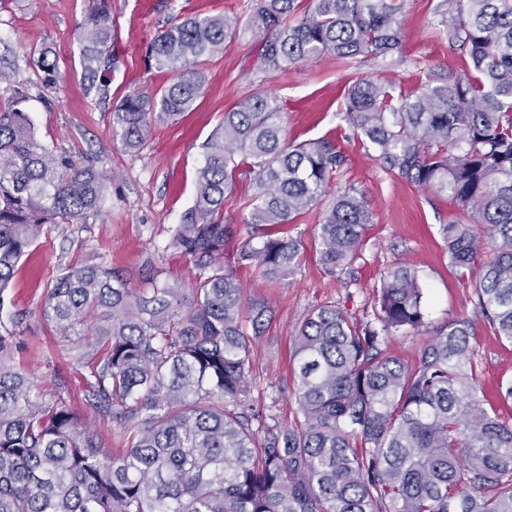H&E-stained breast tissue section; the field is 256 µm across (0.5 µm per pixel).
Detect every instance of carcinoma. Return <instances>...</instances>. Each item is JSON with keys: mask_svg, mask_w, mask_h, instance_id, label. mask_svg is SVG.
I'll return each instance as SVG.
<instances>
[{"mask_svg": "<svg viewBox=\"0 0 512 512\" xmlns=\"http://www.w3.org/2000/svg\"><path fill=\"white\" fill-rule=\"evenodd\" d=\"M256 0L251 27L264 61L286 71L324 54L384 57L399 49L404 0ZM438 25L468 69L436 73L417 91L359 78L344 107L354 134L386 171L448 193L462 220L444 226L453 267L493 257L475 284L478 314L512 345V0H441ZM81 51L89 85L117 60L112 0H92ZM238 19L193 15L159 32L149 58L176 80L153 96L126 95L113 135L137 150L152 122L190 111L204 87L193 69L224 46ZM344 156L329 140L286 141L277 102L255 94L224 113L204 145L191 207L171 246L193 264L188 287H128L102 264L67 269L46 291L43 314L63 337L92 335L85 401L128 433L108 454L69 400L45 394L0 364V512H512V416L485 399L474 324L452 320L414 366L385 337L424 324L413 268L392 267L373 318L336 305L309 311L294 336V393L302 420L269 424L248 403L253 344L270 315H244L245 288L224 263L233 235L224 197L236 175L257 192L236 251L267 282L299 266L301 242L280 227L316 207ZM109 176L56 155L26 112L0 109V296L47 224L98 213ZM371 223L350 188L319 224L320 262L349 263Z\"/></svg>", "mask_w": 512, "mask_h": 512, "instance_id": "1", "label": "carcinoma"}]
</instances>
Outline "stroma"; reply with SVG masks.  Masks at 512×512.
Returning a JSON list of instances; mask_svg holds the SVG:
<instances>
[{
    "mask_svg": "<svg viewBox=\"0 0 512 512\" xmlns=\"http://www.w3.org/2000/svg\"><path fill=\"white\" fill-rule=\"evenodd\" d=\"M439 2L405 0L401 46L388 56L339 60L324 55L281 72L264 61L265 38L249 25L250 0H112L118 62L106 90L89 93L81 50L90 0H0V69L12 76L11 82L0 83V107L21 99L41 144L112 176L99 212L82 224L47 226L0 294V332L14 334L13 350L0 362L26 373L44 393L69 396L82 423L100 435L106 449L124 447V430L91 412L84 400L89 369L76 357L94 354L93 337L58 336L42 313L44 295L52 278L76 262L104 263L133 288L143 287L151 275L187 284L192 264L170 242L174 226L193 203L203 147L226 110L262 92L280 106L289 140L337 142L345 163L328 194L356 189L372 219L356 258L336 272L320 262L318 208L288 227L289 236L303 242L294 275L270 284L256 270H239L248 298L265 303L271 315L254 345L251 398L256 407L282 423L297 420L292 347L301 320L321 304L342 306L354 318L368 320L377 288L399 262L415 270L425 289V324L388 336L385 349L411 365L437 327L473 320L479 379L486 396L500 402V383L512 380V345L498 342L476 313L474 285L482 265L462 276L450 264L442 227L460 219L458 208L447 196L382 170L354 137L344 112V94L359 77L415 91L430 73L464 67L466 57L449 45L437 24ZM196 14L239 17V31L223 50L198 62L205 82L193 110L153 124L140 150L125 149L112 134L113 107L130 92L153 94L170 84L171 74L151 65L148 46L160 30ZM44 50L58 62L51 78L39 64ZM254 192L250 180L242 178L226 196L224 221L234 229L229 250L248 237L246 203ZM500 404L504 414H512V401Z\"/></svg>",
    "mask_w": 512,
    "mask_h": 512,
    "instance_id": "obj_1",
    "label": "stroma"
}]
</instances>
